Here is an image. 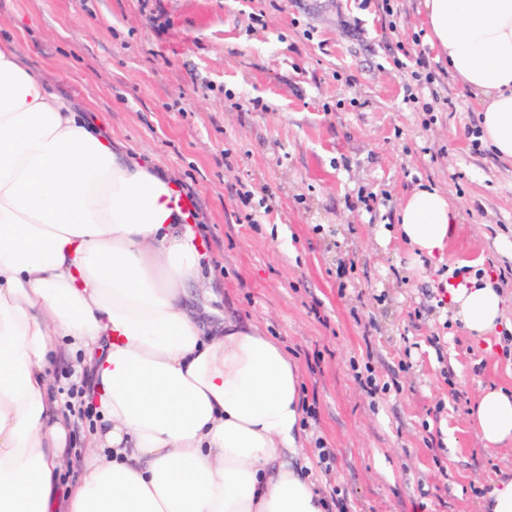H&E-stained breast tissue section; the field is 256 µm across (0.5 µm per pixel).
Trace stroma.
<instances>
[{"instance_id":"35a3bbf8","label":"stroma","mask_w":512,"mask_h":512,"mask_svg":"<svg viewBox=\"0 0 512 512\" xmlns=\"http://www.w3.org/2000/svg\"><path fill=\"white\" fill-rule=\"evenodd\" d=\"M0 0L51 94L117 148L167 170L196 202L202 279L189 304L213 325L259 323L300 368V462L348 512H480L512 445L483 447L470 409L512 386V347L476 339L442 299L450 271L490 273L512 245V160L473 149L474 96L448 71L405 103L401 51L417 54L422 0ZM356 18L359 31L347 28ZM447 191L459 223L441 263L412 264L396 237L401 199ZM372 368L387 390L357 376ZM82 351L62 346L50 390L70 421L57 485L85 476L92 421ZM335 459L320 467L317 442Z\"/></svg>"}]
</instances>
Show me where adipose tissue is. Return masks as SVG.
I'll use <instances>...</instances> for the list:
<instances>
[{
	"mask_svg": "<svg viewBox=\"0 0 512 512\" xmlns=\"http://www.w3.org/2000/svg\"><path fill=\"white\" fill-rule=\"evenodd\" d=\"M423 7L483 142L512 160V0ZM175 195L0 42V512H325L298 463V367L255 323L209 326L190 308L201 259ZM458 219L421 186L397 232L418 262L444 255ZM447 291L478 339L512 301L475 275ZM65 338L89 355L103 426L63 507L67 427L49 373ZM470 415L485 447L512 441V389H486Z\"/></svg>",
	"mask_w": 512,
	"mask_h": 512,
	"instance_id": "1",
	"label": "adipose tissue"
}]
</instances>
